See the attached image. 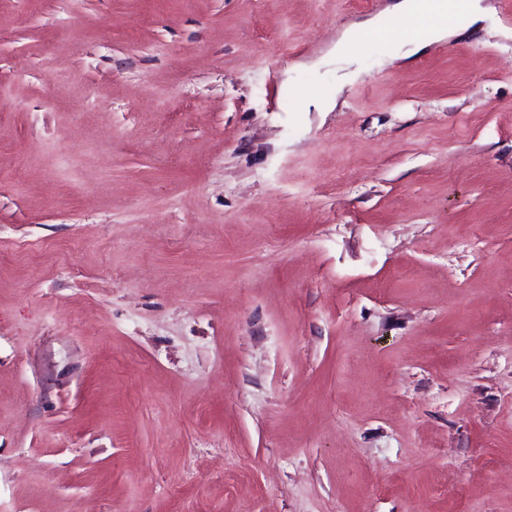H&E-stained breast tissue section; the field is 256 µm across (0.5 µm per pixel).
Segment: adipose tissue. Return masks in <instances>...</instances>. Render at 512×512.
<instances>
[{"label":"adipose tissue","mask_w":512,"mask_h":512,"mask_svg":"<svg viewBox=\"0 0 512 512\" xmlns=\"http://www.w3.org/2000/svg\"><path fill=\"white\" fill-rule=\"evenodd\" d=\"M459 12L467 13L471 21L478 22L485 19L488 9L480 0H390L376 15L349 26L341 41L354 45L365 35H385L392 31L394 22H405L420 15L428 17L433 38L439 41L452 31L451 20Z\"/></svg>","instance_id":"obj_1"}]
</instances>
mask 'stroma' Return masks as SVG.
Here are the masks:
<instances>
[{
    "label": "stroma",
    "instance_id": "35a3bbf8",
    "mask_svg": "<svg viewBox=\"0 0 512 512\" xmlns=\"http://www.w3.org/2000/svg\"><path fill=\"white\" fill-rule=\"evenodd\" d=\"M388 2L0 0V512H512V0ZM482 0H395L376 15L349 26L339 44L355 45L363 35L381 36L393 31L394 21H402L404 28L415 29L421 35V30L414 26L412 17L427 16L431 22L430 28L436 41L448 37L453 30L451 20L457 12H465L471 21H483L488 7L482 6ZM406 21H408L406 23Z\"/></svg>",
    "mask_w": 512,
    "mask_h": 512
}]
</instances>
